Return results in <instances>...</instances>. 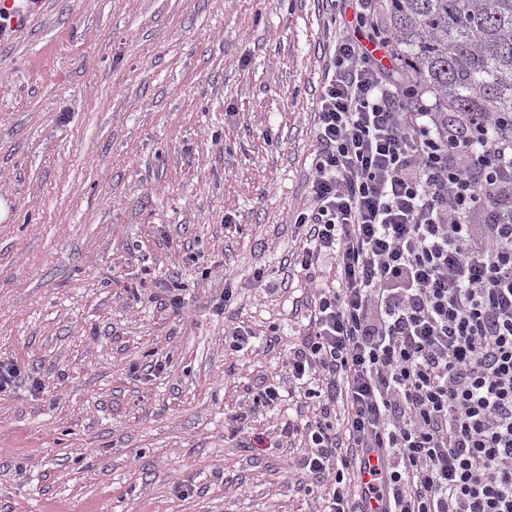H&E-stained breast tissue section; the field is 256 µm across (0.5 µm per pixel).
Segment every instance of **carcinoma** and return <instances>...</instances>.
Here are the masks:
<instances>
[{
	"label": "carcinoma",
	"mask_w": 512,
	"mask_h": 512,
	"mask_svg": "<svg viewBox=\"0 0 512 512\" xmlns=\"http://www.w3.org/2000/svg\"><path fill=\"white\" fill-rule=\"evenodd\" d=\"M386 33L433 111L489 112L512 133V0H388Z\"/></svg>",
	"instance_id": "cac0c4a2"
}]
</instances>
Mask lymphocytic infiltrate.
Wrapping results in <instances>:
<instances>
[{
	"label": "lymphocytic infiltrate",
	"instance_id": "obj_1",
	"mask_svg": "<svg viewBox=\"0 0 512 512\" xmlns=\"http://www.w3.org/2000/svg\"><path fill=\"white\" fill-rule=\"evenodd\" d=\"M331 2L338 36L295 219L318 290L286 359L320 408L304 466L326 512H512V137L489 138L481 112L438 128L386 66L378 0Z\"/></svg>",
	"mask_w": 512,
	"mask_h": 512
}]
</instances>
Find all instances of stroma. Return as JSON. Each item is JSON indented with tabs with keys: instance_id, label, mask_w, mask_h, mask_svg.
<instances>
[{
	"instance_id": "1",
	"label": "stroma",
	"mask_w": 512,
	"mask_h": 512,
	"mask_svg": "<svg viewBox=\"0 0 512 512\" xmlns=\"http://www.w3.org/2000/svg\"><path fill=\"white\" fill-rule=\"evenodd\" d=\"M16 3L0 360L29 380L0 396V512H323L302 466L313 401L252 404L287 381L314 306L295 214L328 0ZM163 282L183 284L182 315ZM233 322L250 348L232 350Z\"/></svg>"
}]
</instances>
